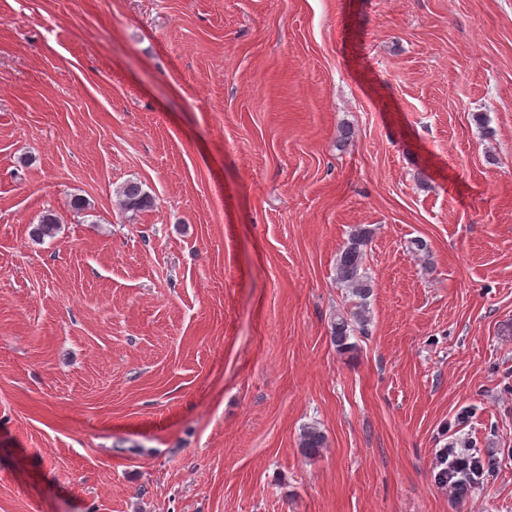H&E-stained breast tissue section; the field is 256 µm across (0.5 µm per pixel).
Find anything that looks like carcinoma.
I'll list each match as a JSON object with an SVG mask.
<instances>
[{"mask_svg":"<svg viewBox=\"0 0 512 512\" xmlns=\"http://www.w3.org/2000/svg\"><path fill=\"white\" fill-rule=\"evenodd\" d=\"M118 195L122 207L128 212H140L153 206V197L137 180L125 182L119 188ZM59 224L58 215L46 210L37 223L30 225L29 237L34 242H42L55 235ZM369 240V229H355L336 258L337 282L358 298L349 313L336 317L331 324V340L340 350L354 347L350 343L351 335H364L368 331L370 316L367 300L373 292L372 280L365 267ZM325 446L326 437L319 428L307 426L302 429L298 447L304 456H316ZM497 468L498 461L492 452L484 453L473 446L461 453L442 448L437 454L433 479L436 485L451 489L455 498L462 500L494 476Z\"/></svg>","mask_w":512,"mask_h":512,"instance_id":"obj_1","label":"carcinoma"}]
</instances>
